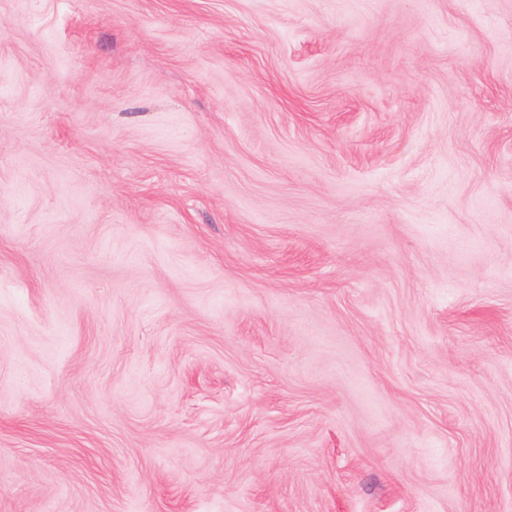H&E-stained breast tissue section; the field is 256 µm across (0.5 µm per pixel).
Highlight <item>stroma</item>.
Returning a JSON list of instances; mask_svg holds the SVG:
<instances>
[{"label": "stroma", "instance_id": "35a3bbf8", "mask_svg": "<svg viewBox=\"0 0 512 512\" xmlns=\"http://www.w3.org/2000/svg\"><path fill=\"white\" fill-rule=\"evenodd\" d=\"M0 512H512V0H0Z\"/></svg>", "mask_w": 512, "mask_h": 512}]
</instances>
